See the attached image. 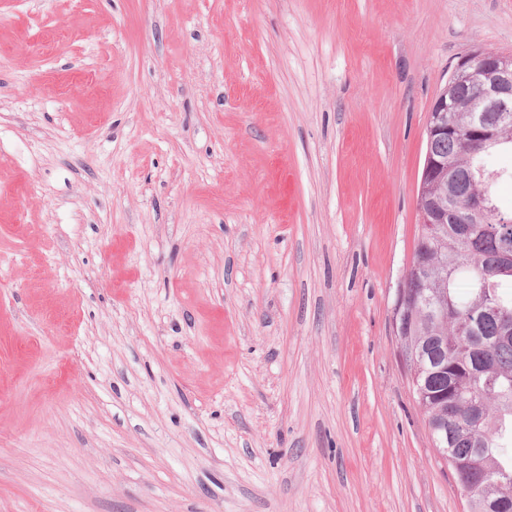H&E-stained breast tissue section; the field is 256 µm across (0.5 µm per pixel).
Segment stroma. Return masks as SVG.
<instances>
[{
    "mask_svg": "<svg viewBox=\"0 0 512 512\" xmlns=\"http://www.w3.org/2000/svg\"><path fill=\"white\" fill-rule=\"evenodd\" d=\"M475 48L512 0H0V512H468L393 308Z\"/></svg>",
    "mask_w": 512,
    "mask_h": 512,
    "instance_id": "obj_1",
    "label": "stroma"
}]
</instances>
